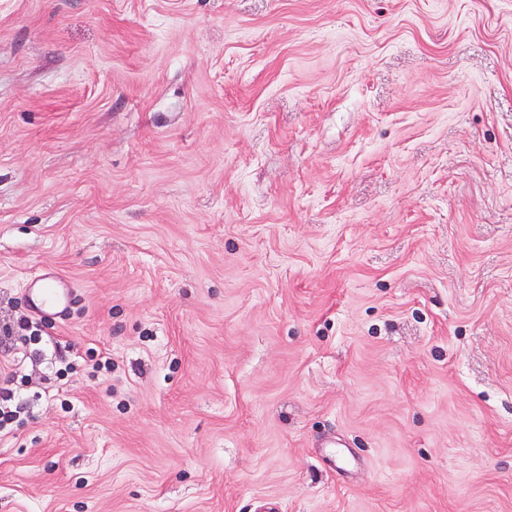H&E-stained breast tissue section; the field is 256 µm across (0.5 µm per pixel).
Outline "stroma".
I'll list each match as a JSON object with an SVG mask.
<instances>
[{
  "label": "stroma",
  "mask_w": 512,
  "mask_h": 512,
  "mask_svg": "<svg viewBox=\"0 0 512 512\" xmlns=\"http://www.w3.org/2000/svg\"><path fill=\"white\" fill-rule=\"evenodd\" d=\"M45 266L0 512H512V0H0ZM31 312L37 316H50L65 308L70 299L68 281L52 268L45 267L25 281Z\"/></svg>",
  "instance_id": "stroma-1"
}]
</instances>
